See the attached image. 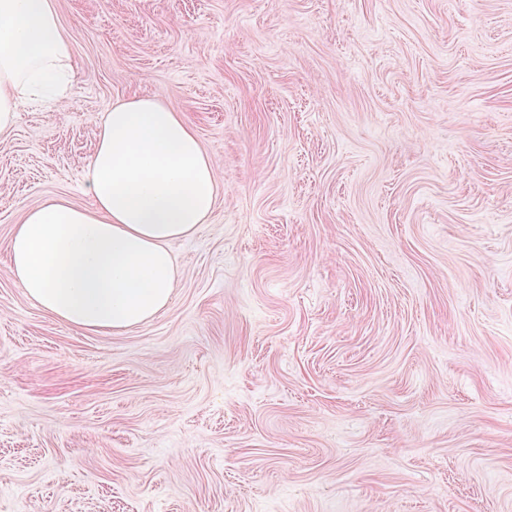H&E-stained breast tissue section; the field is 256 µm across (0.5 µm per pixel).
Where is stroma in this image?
Instances as JSON below:
<instances>
[{
    "label": "stroma",
    "instance_id": "obj_1",
    "mask_svg": "<svg viewBox=\"0 0 512 512\" xmlns=\"http://www.w3.org/2000/svg\"><path fill=\"white\" fill-rule=\"evenodd\" d=\"M76 83L0 136V512H512V0H57ZM220 193L172 303L33 305L23 214L83 206L112 103Z\"/></svg>",
    "mask_w": 512,
    "mask_h": 512
}]
</instances>
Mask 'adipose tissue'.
Here are the masks:
<instances>
[{
    "label": "adipose tissue",
    "mask_w": 512,
    "mask_h": 512,
    "mask_svg": "<svg viewBox=\"0 0 512 512\" xmlns=\"http://www.w3.org/2000/svg\"><path fill=\"white\" fill-rule=\"evenodd\" d=\"M76 66L55 0H0V135L26 100L64 103ZM88 205L53 197L15 225L8 271L40 309L76 328L138 326L179 279L171 251L209 220L220 192L192 126L150 97L113 103L82 174Z\"/></svg>",
    "instance_id": "adipose-tissue-1"
}]
</instances>
